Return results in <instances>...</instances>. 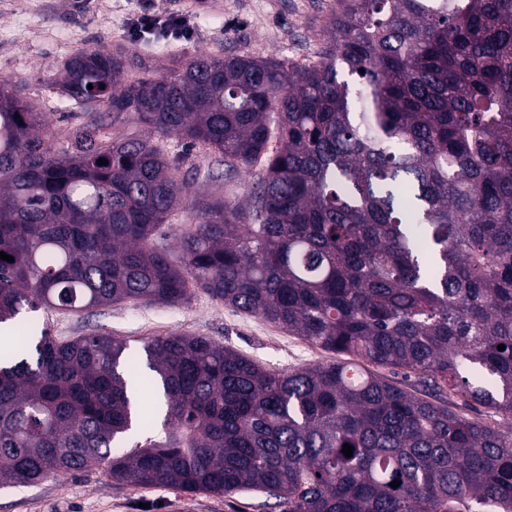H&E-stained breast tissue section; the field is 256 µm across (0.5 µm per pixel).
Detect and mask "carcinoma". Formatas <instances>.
Segmentation results:
<instances>
[{
    "label": "carcinoma",
    "instance_id": "carcinoma-1",
    "mask_svg": "<svg viewBox=\"0 0 512 512\" xmlns=\"http://www.w3.org/2000/svg\"><path fill=\"white\" fill-rule=\"evenodd\" d=\"M427 2L337 0L303 67L68 57V101L204 143L229 176L258 171L243 199L193 196L178 160L102 121L57 148L0 80V252L14 257L0 323H31L0 349V484L103 466L134 486L259 492L282 512H512V0ZM183 206L198 222L178 265L155 235ZM196 288L342 360L272 371L184 334L148 340L142 360L105 332L60 342L31 316L177 305ZM142 388L172 432L127 449L157 417ZM445 390L503 423L451 411Z\"/></svg>",
    "mask_w": 512,
    "mask_h": 512
}]
</instances>
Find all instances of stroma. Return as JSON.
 <instances>
[{
	"mask_svg": "<svg viewBox=\"0 0 512 512\" xmlns=\"http://www.w3.org/2000/svg\"><path fill=\"white\" fill-rule=\"evenodd\" d=\"M138 0H0V79L8 80L50 132L60 134L88 120L68 110L54 80L73 51L97 48L141 55L155 70L173 68L194 53L222 56L247 51L260 57H288L297 66L315 61L336 0H223L218 13H195L190 37L134 38L128 25ZM168 156L183 158L179 175L200 193L242 197L250 177L224 175L220 156L204 145L188 148L161 140ZM52 336L72 340L106 332L142 353L145 340L186 334L208 338L273 370H293L336 361L335 353L262 318L224 306L202 290L175 306L122 303L90 311L39 310ZM0 512H277L265 498L243 493L228 498L187 494L168 487L135 488L97 467L76 476H48L29 486H0Z\"/></svg>",
	"mask_w": 512,
	"mask_h": 512,
	"instance_id": "35a3bbf8",
	"label": "stroma"
}]
</instances>
